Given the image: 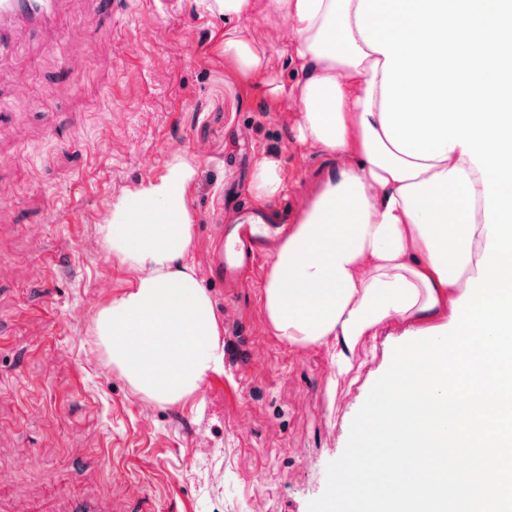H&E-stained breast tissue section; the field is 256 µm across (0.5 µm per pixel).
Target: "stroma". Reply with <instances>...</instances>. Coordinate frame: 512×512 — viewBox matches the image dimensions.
Wrapping results in <instances>:
<instances>
[{"mask_svg": "<svg viewBox=\"0 0 512 512\" xmlns=\"http://www.w3.org/2000/svg\"><path fill=\"white\" fill-rule=\"evenodd\" d=\"M99 2L67 0L0 49V512H66L88 497L104 512H308L412 330L394 323L365 340L357 382L331 393L332 348L293 349L266 326L269 262L230 304L209 275L239 153L281 157L286 189L271 205L292 220L335 169L299 144L293 104L267 86L297 79L288 24L252 0L242 25L266 72L244 76L224 60L223 18L201 0L164 12L127 0L113 15ZM175 152L198 166L192 262L224 322L225 355L196 399L167 406L113 372L92 318L133 279L100 252L97 227Z\"/></svg>", "mask_w": 512, "mask_h": 512, "instance_id": "obj_1", "label": "stroma"}]
</instances>
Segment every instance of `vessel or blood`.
Returning <instances> with one entry per match:
<instances>
[{
	"label": "vessel or blood",
	"instance_id": "vessel-or-blood-1",
	"mask_svg": "<svg viewBox=\"0 0 512 512\" xmlns=\"http://www.w3.org/2000/svg\"><path fill=\"white\" fill-rule=\"evenodd\" d=\"M64 0H0V43L20 40L54 17ZM287 225L271 226L267 213L243 210L236 223L225 225L210 269L225 287H236L245 272L255 271Z\"/></svg>",
	"mask_w": 512,
	"mask_h": 512
}]
</instances>
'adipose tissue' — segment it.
I'll return each mask as SVG.
<instances>
[{"instance_id":"obj_1","label":"adipose tissue","mask_w":512,"mask_h":512,"mask_svg":"<svg viewBox=\"0 0 512 512\" xmlns=\"http://www.w3.org/2000/svg\"><path fill=\"white\" fill-rule=\"evenodd\" d=\"M359 3L268 0L293 39L299 139L338 166L274 254L263 315L290 347L335 345L340 376L358 345L390 322L448 324L478 275L487 233L482 178L468 155L454 149L422 160L387 139L385 57L359 33ZM207 8L224 18L225 60L241 75L262 73L265 55L238 25L252 0H209ZM197 176L193 162L172 154L162 175L113 198L98 227L100 250L134 278L95 313V345L133 390L161 405L186 402L224 369L221 320L190 261L196 224L187 193ZM284 188L281 158L261 155L254 200Z\"/></svg>"}]
</instances>
